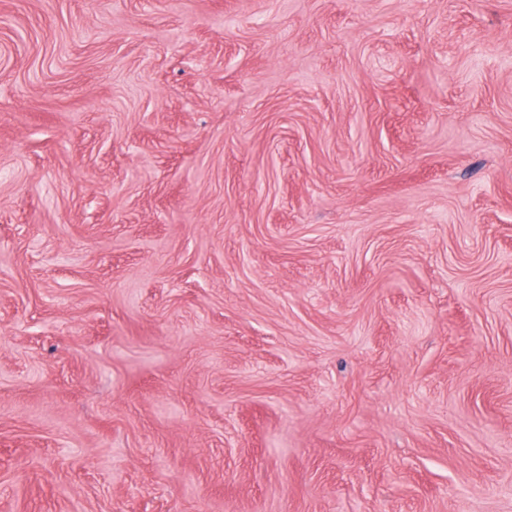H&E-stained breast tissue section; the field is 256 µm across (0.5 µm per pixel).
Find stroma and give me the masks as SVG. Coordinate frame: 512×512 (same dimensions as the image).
Wrapping results in <instances>:
<instances>
[{
  "label": "stroma",
  "mask_w": 512,
  "mask_h": 512,
  "mask_svg": "<svg viewBox=\"0 0 512 512\" xmlns=\"http://www.w3.org/2000/svg\"><path fill=\"white\" fill-rule=\"evenodd\" d=\"M0 512H512V0H0Z\"/></svg>",
  "instance_id": "stroma-1"
}]
</instances>
